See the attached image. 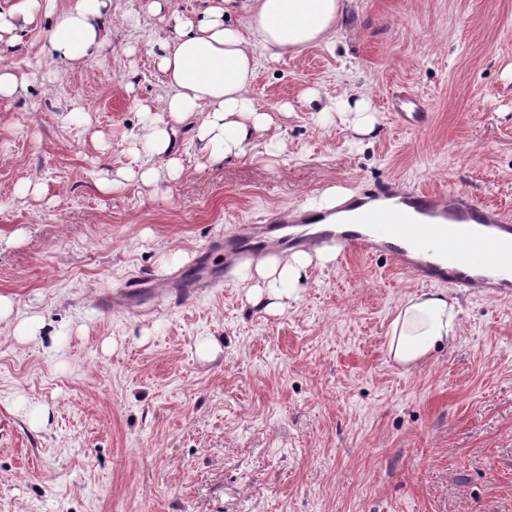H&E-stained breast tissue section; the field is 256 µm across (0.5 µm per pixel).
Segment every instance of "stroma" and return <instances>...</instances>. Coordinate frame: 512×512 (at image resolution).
I'll return each instance as SVG.
<instances>
[{"label":"stroma","mask_w":512,"mask_h":512,"mask_svg":"<svg viewBox=\"0 0 512 512\" xmlns=\"http://www.w3.org/2000/svg\"><path fill=\"white\" fill-rule=\"evenodd\" d=\"M152 2L111 0L88 63L47 57L51 14L0 35L24 84L0 99V512H512V299L459 296L455 345L414 369L389 327L422 286L356 251L280 309L234 275L175 304H103L140 273L196 277L205 248L223 270L212 244L235 225L332 189H455L512 214V0H351L335 49L259 56L273 124L244 155L201 151L192 118L179 177L147 185L116 176L146 147L136 100L162 93L173 23ZM352 85L371 133L320 112ZM398 92L424 129L399 124ZM29 317L40 337L19 340Z\"/></svg>","instance_id":"stroma-1"}]
</instances>
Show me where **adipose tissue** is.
I'll list each match as a JSON object with an SVG mask.
<instances>
[{"mask_svg":"<svg viewBox=\"0 0 512 512\" xmlns=\"http://www.w3.org/2000/svg\"><path fill=\"white\" fill-rule=\"evenodd\" d=\"M55 0H16L0 12V32L17 24L30 25L43 13L57 18L47 34L46 49L52 61L87 63L106 43L104 20L110 0H69L55 11ZM347 0H209L197 19L183 17L173 0H154V11L169 10L174 34L159 45L157 68L164 76L161 108L139 103L149 129V148L155 166L126 167L121 177L140 176L146 183L161 174L176 176L178 161L172 156L176 124L202 115L197 139L203 149L219 151L227 159L245 153L253 137L272 124L269 112L251 97L257 72V51L277 60L314 46H330L341 36ZM243 15L246 29L227 22L230 13ZM336 258L334 251L304 250L279 258L273 252L236 267V274L251 284L250 300L281 306L296 296L307 270ZM460 305L444 290H429L406 297L390 325L388 352L405 366L417 367L436 351L451 347L460 334Z\"/></svg>","mask_w":512,"mask_h":512,"instance_id":"obj_1","label":"adipose tissue"}]
</instances>
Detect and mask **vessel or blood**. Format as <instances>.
Instances as JSON below:
<instances>
[{
	"mask_svg": "<svg viewBox=\"0 0 512 512\" xmlns=\"http://www.w3.org/2000/svg\"><path fill=\"white\" fill-rule=\"evenodd\" d=\"M271 241L288 249L335 246L385 253L422 284L445 285L464 295L512 296V280L483 277L469 259L481 251L498 267L512 269V215L457 190L438 194L380 183L328 209H281L265 223L239 225L220 247L225 263L234 265L266 250ZM210 284L207 277L191 283L177 275L137 276L113 296L112 305L137 311L146 302L178 300Z\"/></svg>",
	"mask_w": 512,
	"mask_h": 512,
	"instance_id": "vessel-or-blood-1",
	"label": "vessel or blood"
}]
</instances>
